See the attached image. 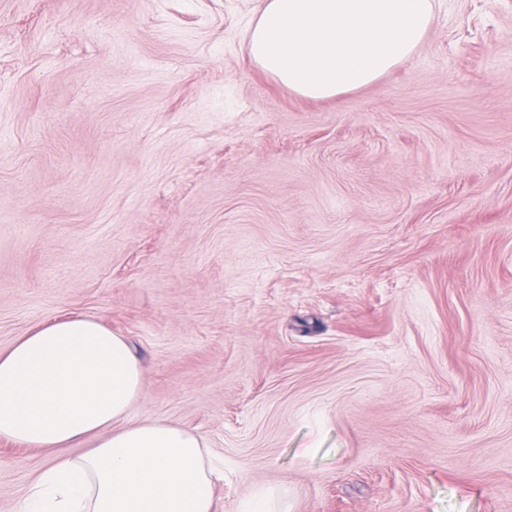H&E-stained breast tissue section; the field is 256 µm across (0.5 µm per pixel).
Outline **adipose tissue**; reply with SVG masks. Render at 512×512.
Instances as JSON below:
<instances>
[{"label":"adipose tissue","instance_id":"obj_1","mask_svg":"<svg viewBox=\"0 0 512 512\" xmlns=\"http://www.w3.org/2000/svg\"><path fill=\"white\" fill-rule=\"evenodd\" d=\"M432 19V0H260L248 50L292 92L332 98L411 57ZM142 393L132 345L89 317L44 323L0 353V439L63 451L24 512H214L204 439L129 422Z\"/></svg>","mask_w":512,"mask_h":512}]
</instances>
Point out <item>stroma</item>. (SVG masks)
Listing matches in <instances>:
<instances>
[{"instance_id": "1", "label": "stroma", "mask_w": 512, "mask_h": 512, "mask_svg": "<svg viewBox=\"0 0 512 512\" xmlns=\"http://www.w3.org/2000/svg\"><path fill=\"white\" fill-rule=\"evenodd\" d=\"M257 0H0V350L125 337L216 512H512V0L299 96ZM55 452L0 440V512Z\"/></svg>"}]
</instances>
